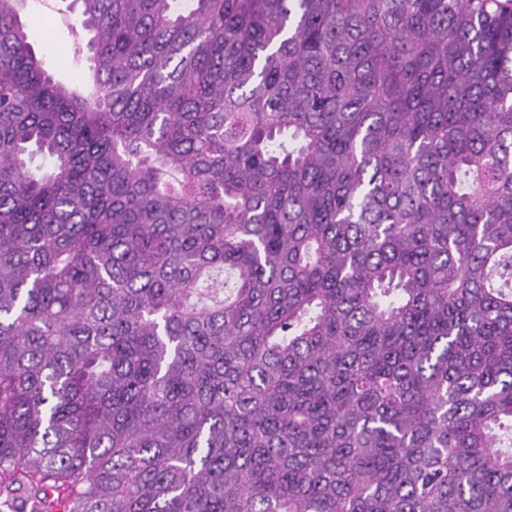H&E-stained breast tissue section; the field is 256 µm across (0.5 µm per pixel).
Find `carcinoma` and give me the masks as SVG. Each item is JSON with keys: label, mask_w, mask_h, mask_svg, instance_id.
I'll use <instances>...</instances> for the list:
<instances>
[{"label": "carcinoma", "mask_w": 512, "mask_h": 512, "mask_svg": "<svg viewBox=\"0 0 512 512\" xmlns=\"http://www.w3.org/2000/svg\"><path fill=\"white\" fill-rule=\"evenodd\" d=\"M76 2L86 93L0 0V498L512 512V7Z\"/></svg>", "instance_id": "obj_1"}]
</instances>
